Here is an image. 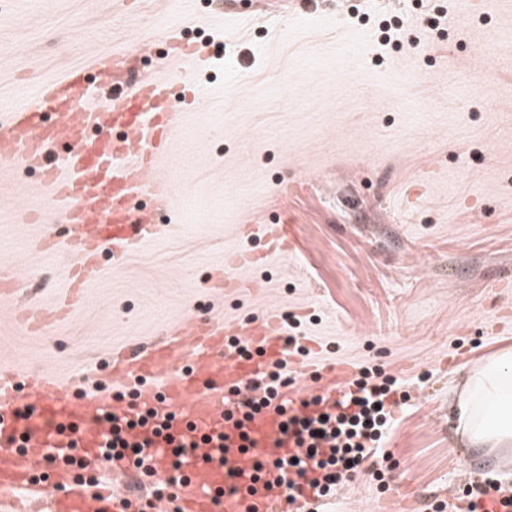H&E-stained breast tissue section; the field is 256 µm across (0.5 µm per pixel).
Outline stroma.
Returning <instances> with one entry per match:
<instances>
[{
	"label": "stroma",
	"instance_id": "stroma-1",
	"mask_svg": "<svg viewBox=\"0 0 512 512\" xmlns=\"http://www.w3.org/2000/svg\"><path fill=\"white\" fill-rule=\"evenodd\" d=\"M181 33L198 60L166 51ZM140 51L183 119L159 173L168 234L121 265L108 252L81 307L48 333L0 299V370L108 387L114 351L187 316L285 323L320 379L381 369L408 394L385 482L352 475L324 512H449L468 484L512 490V467L463 447L451 402L512 348V0H0V118L101 53ZM40 177L0 164V262L51 305L71 256ZM298 250L268 255L264 227ZM256 254L215 282L236 254ZM265 230L275 248L291 250L296 247L297 242L290 232V224H268L265 225Z\"/></svg>",
	"mask_w": 512,
	"mask_h": 512
}]
</instances>
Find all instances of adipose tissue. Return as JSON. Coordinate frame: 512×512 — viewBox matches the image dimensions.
I'll return each instance as SVG.
<instances>
[{
  "instance_id": "obj_1",
  "label": "adipose tissue",
  "mask_w": 512,
  "mask_h": 512,
  "mask_svg": "<svg viewBox=\"0 0 512 512\" xmlns=\"http://www.w3.org/2000/svg\"><path fill=\"white\" fill-rule=\"evenodd\" d=\"M456 433L488 453L512 450V348L483 358L465 377L452 403Z\"/></svg>"
}]
</instances>
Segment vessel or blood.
I'll return each mask as SVG.
<instances>
[{"instance_id":"obj_1","label":"vessel or blood","mask_w":512,"mask_h":512,"mask_svg":"<svg viewBox=\"0 0 512 512\" xmlns=\"http://www.w3.org/2000/svg\"><path fill=\"white\" fill-rule=\"evenodd\" d=\"M122 58L116 51L94 63L110 92L107 109L75 111L73 95L85 78L84 68L76 67L42 88L44 112L18 107L0 121V158L35 168L54 206L65 210L64 237L42 240V248L78 260L68 296L50 307L18 309L20 321L38 331L79 308L102 249H110L113 263L121 264L157 233L151 213L172 205L169 182L150 171L167 153L182 115L168 108L171 85L156 78L131 73L128 90L116 88L112 71ZM62 143L71 152L60 167L54 152ZM241 343L252 350V358L239 355ZM287 359L273 318L245 332L233 323L193 319L188 328L165 330L149 346L113 353L112 382H135L140 391L134 403L112 405V412L131 418L160 404L176 416L168 435H155L149 425L135 431L138 440L146 441L157 474H170V444L189 438L187 423L213 438L186 456L183 512H249L254 506L259 512H306L310 494L291 501L274 482L273 462L300 451L296 438L283 431V414L265 407L242 431L224 419L225 396L246 392L267 364ZM15 385L14 374L0 373V512H21L15 491L34 488L47 500L49 512H128L124 494L109 487L87 491L62 465L53 467L48 485L33 482L46 456L70 444H77L83 456L97 455L109 431L100 420L101 399L92 395L77 403L78 381L41 372L26 375L25 392ZM232 484L238 491L230 495L226 489ZM221 489L226 495L219 505L215 498Z\"/></svg>"}]
</instances>
